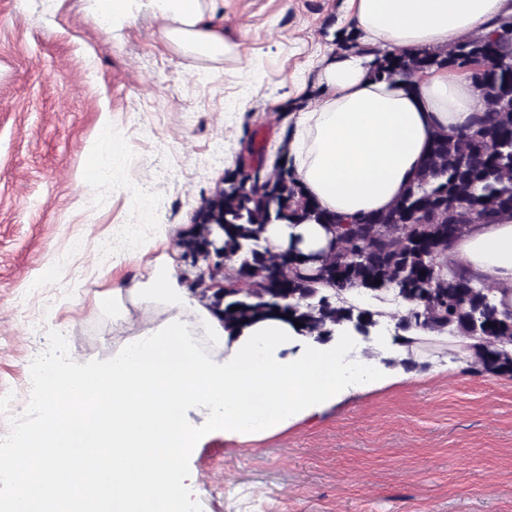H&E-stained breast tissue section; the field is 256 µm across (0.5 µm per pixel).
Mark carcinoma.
Instances as JSON below:
<instances>
[{"label":"carcinoma","mask_w":512,"mask_h":512,"mask_svg":"<svg viewBox=\"0 0 512 512\" xmlns=\"http://www.w3.org/2000/svg\"><path fill=\"white\" fill-rule=\"evenodd\" d=\"M511 47V16L499 19L489 35L440 51L382 50L353 34L342 38V50L373 57L376 74L409 83L431 69L483 66L475 128L455 138L437 134L414 182L393 205L356 218L327 212L304 193L288 160L286 136L273 165L258 158L250 186L238 170H225L222 185L203 201L179 240L183 258H204L224 226L221 250L235 265L217 264L212 275L228 288L211 293L201 280L193 281L224 328L276 314L291 325L303 323L298 331L307 335L328 336L332 327L350 324L367 336L377 324L374 313L339 293L392 294L404 307L396 328L477 339L473 369L512 376V357L499 350L512 343V312L498 309L492 288L466 275L448 276V250L467 224L512 216V93L505 89L512 85V66L503 69L496 61ZM305 223L323 224L336 238L337 249L318 267L264 246L267 225Z\"/></svg>","instance_id":"cac0c4a2"}]
</instances>
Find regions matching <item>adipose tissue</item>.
<instances>
[{
	"label": "adipose tissue",
	"instance_id": "adipose-tissue-1",
	"mask_svg": "<svg viewBox=\"0 0 512 512\" xmlns=\"http://www.w3.org/2000/svg\"><path fill=\"white\" fill-rule=\"evenodd\" d=\"M162 2L166 41L213 60L229 53L206 0ZM347 2L363 42L411 52L492 32L512 15V0ZM316 82L315 105L288 117V157L304 192L345 217L389 208L413 182L436 132L468 131L481 107L465 72L432 70L402 85L376 76L372 57L356 53L325 57ZM266 235L278 249L299 239L305 253L331 238L314 223L271 224ZM449 254L450 271L491 285L499 309H512V218L471 224ZM127 298L163 308L166 319L135 333L107 365L41 372L40 405L54 426L21 439L25 466L0 512H182L187 485L173 469L205 432L243 443L398 384L426 336L374 330L363 337L345 324L320 339L276 317L231 332L172 270L98 294L119 333ZM192 405L209 409L205 428L187 421Z\"/></svg>",
	"mask_w": 512,
	"mask_h": 512
}]
</instances>
